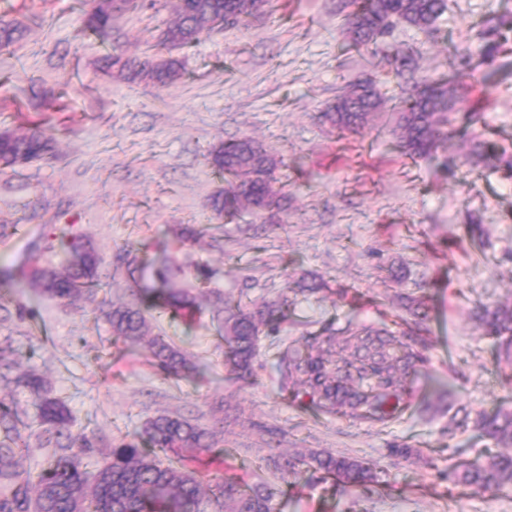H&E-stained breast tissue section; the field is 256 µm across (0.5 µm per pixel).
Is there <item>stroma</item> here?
Returning <instances> with one entry per match:
<instances>
[{"label":"stroma","mask_w":512,"mask_h":512,"mask_svg":"<svg viewBox=\"0 0 512 512\" xmlns=\"http://www.w3.org/2000/svg\"><path fill=\"white\" fill-rule=\"evenodd\" d=\"M175 0L115 18L107 37L79 36V0H0V16L22 20L24 39L0 50V131L37 127L54 138L51 158L0 173V266L15 277L29 268L30 247L56 225L72 226L103 253L112 269L106 301L68 302L14 293L35 319L0 328L14 346L38 344L31 365L65 397L79 428L107 439L142 431L147 418L170 414L208 425L224 420L226 475L252 484L277 481L270 450L323 451L375 462L379 483L370 499L351 488L298 483L284 488L274 512H512V486L475 492L448 483L444 429L450 408L471 413L512 408V371L479 328L481 305L512 304V181L473 143L449 131L454 175L437 161L400 154L390 128L373 122L344 138L319 120L337 86L371 74L391 93L396 62L350 50L336 0H270L239 26L171 50L183 76L169 86L128 84L104 72L102 59H145L157 52L173 20ZM512 11V0H448L426 35L401 25L390 42L419 53V73L439 79L448 55L465 46L473 27ZM471 105L485 108L495 140L512 142V76ZM252 138L283 156L276 176L288 195V224L244 215L216 238L178 241L184 225L213 223L210 200L224 188L208 161L218 142ZM488 239L485 264H467L461 247L468 217ZM155 254L168 249L177 285L196 297L192 316L163 320L174 345L197 366L196 376L163 377L146 354L110 350L111 303H132L133 282L116 266L125 243ZM212 269L199 287L197 266ZM398 283L384 288L379 274ZM316 293L294 295L295 325L260 341L259 364L245 380L229 379L217 333L213 291L249 307L277 300L288 280ZM423 297L430 314L427 361L415 382L414 405L381 428L302 410L280 389L278 347L306 332L356 318L392 322L403 310L397 293ZM111 355L112 367L100 358ZM421 449L423 461L391 456L389 447Z\"/></svg>","instance_id":"stroma-1"}]
</instances>
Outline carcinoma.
<instances>
[{
    "instance_id": "obj_1",
    "label": "carcinoma",
    "mask_w": 512,
    "mask_h": 512,
    "mask_svg": "<svg viewBox=\"0 0 512 512\" xmlns=\"http://www.w3.org/2000/svg\"><path fill=\"white\" fill-rule=\"evenodd\" d=\"M157 0H96L80 34L106 36L112 19L155 8ZM253 0H194L192 9L175 4L176 19L159 45L171 50L193 46L204 34L237 26L252 14ZM447 10V0H338L339 29L348 34L352 47L387 43L399 25L425 33L436 31V22ZM25 28L0 20V49L20 40ZM512 55V18L489 17L477 30L475 42L448 59V75L438 81L417 76L411 54L400 57L394 71V93L382 99L376 80L348 83L336 95L320 119L342 132H356L369 124L389 103L395 114L399 146L410 156L426 158L437 152L448 130H468L485 123L481 110L466 105L469 90L498 85L507 64L500 57ZM116 75L125 81L173 84L181 78L176 62L160 58L139 61L110 57ZM467 70L470 84L456 79L458 67ZM477 153L500 159L512 149L490 139H477ZM51 139L35 128L17 134L0 133V170L49 157ZM212 165L224 176V190L215 195L211 207L215 218L231 221L242 213L269 215L277 223H288L287 197L277 185V156L251 140H227L210 151ZM465 256L474 265L487 260V243L478 224L467 225ZM37 254L27 273V285L45 297L64 301L95 300L110 286L102 279L104 257L82 235L70 227L58 229L50 242L33 246ZM130 277L155 270L159 286L138 294L133 306H119L108 313L112 344L139 347L152 357L158 370L168 377L190 372L186 354L176 349L168 336L150 333L148 319L155 321L192 311L194 297L172 286L167 251L143 259L133 248L123 249ZM13 274L0 270V323L13 318H34L22 308L11 311ZM412 320L401 319L392 329L351 319L345 326H325L317 334L301 337L278 356L281 389L290 390L298 407L335 416L353 424L386 427L411 408L414 383L425 363L422 332L428 320L423 302L400 296ZM224 312V364L230 373L252 375L261 335H278L291 321L293 302L284 297L265 303L255 311L222 301ZM484 334L491 337L508 365H512V306L481 307L478 314ZM10 346L0 347V368L11 369L34 356ZM14 387L28 394L24 402L14 395L0 394V512H202L204 499L212 500L217 512H272V501L281 493L279 485L250 486L238 478H218L203 484V476L189 467L199 454L214 453L213 438L224 433V420L201 427L189 420L160 415L149 420L142 433L109 445L104 465L89 473L82 457L99 447V440L83 429L73 430L74 417L67 401L54 393L35 370L14 377ZM448 420L445 433L452 441L468 429L508 448L506 452H484L482 458H461L462 448H448V482L476 491L500 490L512 485V411L480 412L470 418ZM51 448L47 465L38 473L19 466L18 458L30 448L29 439ZM283 483L303 479L310 485L332 481L366 488L378 483L376 464L366 458L330 452L310 456L298 454L280 465Z\"/></svg>"
}]
</instances>
